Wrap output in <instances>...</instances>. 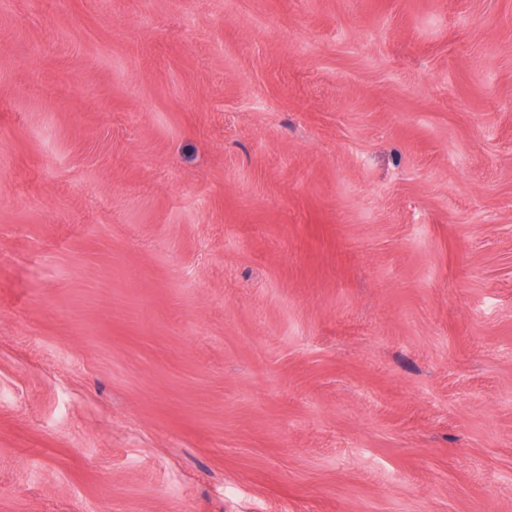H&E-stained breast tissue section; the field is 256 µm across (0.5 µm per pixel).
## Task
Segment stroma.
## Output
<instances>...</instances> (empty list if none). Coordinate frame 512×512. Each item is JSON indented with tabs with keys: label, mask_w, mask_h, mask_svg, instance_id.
<instances>
[{
	"label": "stroma",
	"mask_w": 512,
	"mask_h": 512,
	"mask_svg": "<svg viewBox=\"0 0 512 512\" xmlns=\"http://www.w3.org/2000/svg\"><path fill=\"white\" fill-rule=\"evenodd\" d=\"M0 512H512V0H0Z\"/></svg>",
	"instance_id": "35a3bbf8"
}]
</instances>
